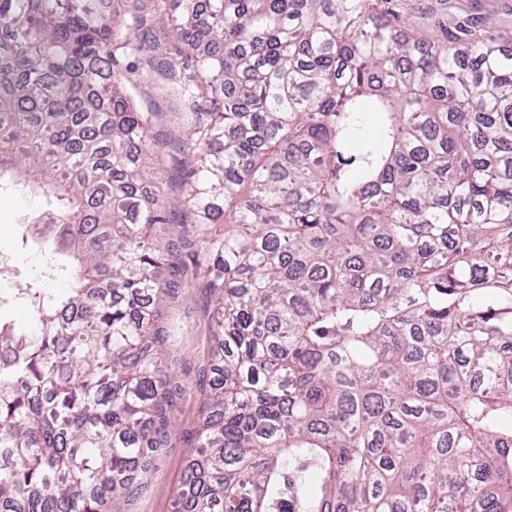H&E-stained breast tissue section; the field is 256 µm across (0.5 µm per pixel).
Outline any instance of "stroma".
Here are the masks:
<instances>
[{"label": "stroma", "mask_w": 512, "mask_h": 512, "mask_svg": "<svg viewBox=\"0 0 512 512\" xmlns=\"http://www.w3.org/2000/svg\"><path fill=\"white\" fill-rule=\"evenodd\" d=\"M381 10L400 19L408 32L430 41H445L456 23L486 27L512 37V0H380ZM45 210L42 197L20 187L0 191V253L13 256L24 280L41 281L47 295L64 294L66 278L45 279L52 254L32 243H23L18 227ZM214 302L203 279H194L177 303L165 313L175 328L172 353L176 363L172 381L184 388L175 411L169 448L163 450L147 489L130 501L127 512H174L175 498L195 456L193 432L201 404L209 390L203 370L210 359Z\"/></svg>", "instance_id": "35a3bbf8"}]
</instances>
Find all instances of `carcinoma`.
Here are the masks:
<instances>
[{
	"instance_id": "cac0c4a2",
	"label": "carcinoma",
	"mask_w": 512,
	"mask_h": 512,
	"mask_svg": "<svg viewBox=\"0 0 512 512\" xmlns=\"http://www.w3.org/2000/svg\"><path fill=\"white\" fill-rule=\"evenodd\" d=\"M0 0V512H121L171 442L160 308L205 273L178 512H512V41L376 0ZM220 228H215V225ZM44 211L42 197L21 187L3 190L0 194V253L13 256L24 280L42 282L47 295L53 297L64 294L70 282L65 277L45 280L43 275L53 262V255L30 240L23 243L18 234V224H26Z\"/></svg>"
}]
</instances>
